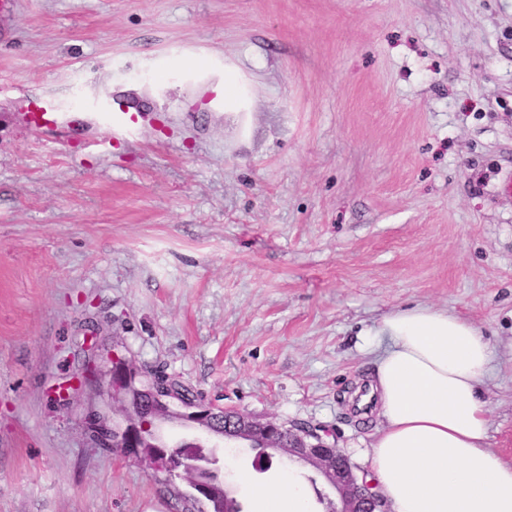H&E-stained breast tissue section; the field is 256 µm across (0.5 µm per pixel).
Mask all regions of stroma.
Instances as JSON below:
<instances>
[{
	"instance_id": "stroma-1",
	"label": "stroma",
	"mask_w": 512,
	"mask_h": 512,
	"mask_svg": "<svg viewBox=\"0 0 512 512\" xmlns=\"http://www.w3.org/2000/svg\"><path fill=\"white\" fill-rule=\"evenodd\" d=\"M232 65L245 106L217 87ZM144 105L120 146L25 122ZM512 0H13L0 24V512H184L120 424L105 361L205 402L331 429L368 472L376 415L348 398L413 306L493 357L489 444L512 462ZM245 512L247 447H220Z\"/></svg>"
}]
</instances>
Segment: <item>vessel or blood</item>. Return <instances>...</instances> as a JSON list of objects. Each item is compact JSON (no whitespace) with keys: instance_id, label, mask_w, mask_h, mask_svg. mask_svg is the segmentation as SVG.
Masks as SVG:
<instances>
[{"instance_id":"obj_1","label":"vessel or blood","mask_w":512,"mask_h":512,"mask_svg":"<svg viewBox=\"0 0 512 512\" xmlns=\"http://www.w3.org/2000/svg\"><path fill=\"white\" fill-rule=\"evenodd\" d=\"M26 120L34 131L55 139L96 122L102 123L116 142L132 136L139 128L138 113L126 109L122 100L114 96L97 101L91 111L71 112L48 95L30 103Z\"/></svg>"}]
</instances>
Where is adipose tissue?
Returning a JSON list of instances; mask_svg holds the SVG:
<instances>
[{
    "instance_id": "obj_1",
    "label": "adipose tissue",
    "mask_w": 512,
    "mask_h": 512,
    "mask_svg": "<svg viewBox=\"0 0 512 512\" xmlns=\"http://www.w3.org/2000/svg\"><path fill=\"white\" fill-rule=\"evenodd\" d=\"M388 340L369 392L382 418L371 479L388 512H512V464L490 450L481 386L492 349L458 315L428 307L386 315ZM261 512H305L295 482L258 488Z\"/></svg>"
}]
</instances>
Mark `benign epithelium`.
Instances as JSON below:
<instances>
[{
  "label": "benign epithelium",
  "mask_w": 512,
  "mask_h": 512,
  "mask_svg": "<svg viewBox=\"0 0 512 512\" xmlns=\"http://www.w3.org/2000/svg\"><path fill=\"white\" fill-rule=\"evenodd\" d=\"M102 390L113 399L128 401L140 421L139 427L127 422L113 430L108 446L148 463L154 475L166 484L185 481L191 488V497L209 512L211 488L193 478L196 463L191 457L173 456L146 447L139 431L152 423L175 418L192 427L214 435L234 433L246 436L258 430L265 436V447L287 460L303 461L325 476L339 499V512H379L381 500L375 487L343 462L344 454L335 444L326 441L318 429L304 423L289 425L266 422L248 414L227 411L206 404L176 386L161 371L144 380L142 375L124 362L110 361L102 372Z\"/></svg>",
  "instance_id": "1"
}]
</instances>
